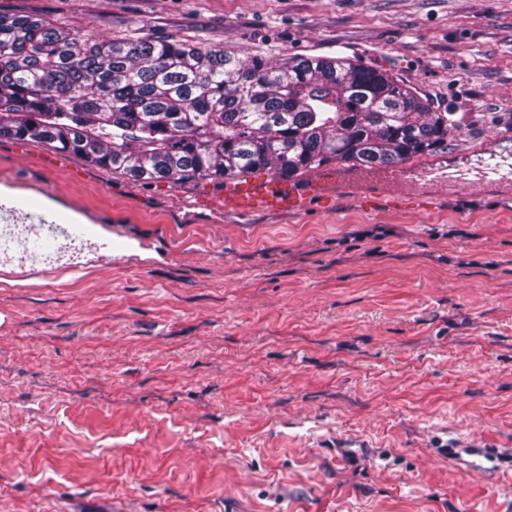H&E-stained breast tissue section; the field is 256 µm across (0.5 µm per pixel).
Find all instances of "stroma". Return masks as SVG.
Listing matches in <instances>:
<instances>
[{"mask_svg": "<svg viewBox=\"0 0 512 512\" xmlns=\"http://www.w3.org/2000/svg\"><path fill=\"white\" fill-rule=\"evenodd\" d=\"M99 37L347 56L512 128V0H0ZM0 139V207L77 267L0 266V512H512V185L350 184L224 214Z\"/></svg>", "mask_w": 512, "mask_h": 512, "instance_id": "stroma-1", "label": "stroma"}]
</instances>
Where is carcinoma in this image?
Here are the masks:
<instances>
[{
    "mask_svg": "<svg viewBox=\"0 0 512 512\" xmlns=\"http://www.w3.org/2000/svg\"><path fill=\"white\" fill-rule=\"evenodd\" d=\"M464 127L397 77L345 56L273 62L0 13V138L136 181L397 165L447 150Z\"/></svg>",
    "mask_w": 512,
    "mask_h": 512,
    "instance_id": "obj_1",
    "label": "carcinoma"
}]
</instances>
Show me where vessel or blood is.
Wrapping results in <instances>:
<instances>
[{
	"mask_svg": "<svg viewBox=\"0 0 512 512\" xmlns=\"http://www.w3.org/2000/svg\"><path fill=\"white\" fill-rule=\"evenodd\" d=\"M478 178L484 182L508 184L512 182V161L493 155L483 160ZM445 187L467 182L468 174L463 167H405L402 165L364 167L354 171L342 167L319 171L315 178L320 195H331L348 184H360L377 189H390L402 181ZM225 212L247 210L252 212L269 209L302 211L307 207L304 195L292 192L287 184L276 180H247L226 187Z\"/></svg>",
	"mask_w": 512,
	"mask_h": 512,
	"instance_id": "vessel-or-blood-1",
	"label": "vessel or blood"
}]
</instances>
